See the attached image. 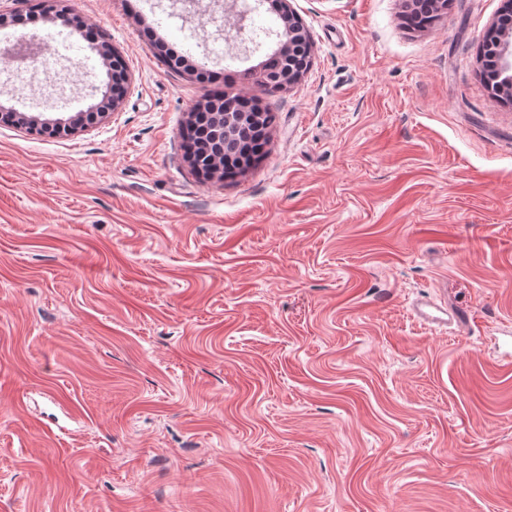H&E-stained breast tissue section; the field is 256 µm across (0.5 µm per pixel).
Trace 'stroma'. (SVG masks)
Instances as JSON below:
<instances>
[{
	"label": "stroma",
	"instance_id": "obj_1",
	"mask_svg": "<svg viewBox=\"0 0 512 512\" xmlns=\"http://www.w3.org/2000/svg\"><path fill=\"white\" fill-rule=\"evenodd\" d=\"M43 0L66 47L50 137L0 122V512H512V101L481 75L501 0H290L312 44L262 95L263 54L173 0ZM238 72L264 158L197 174L182 147ZM462 310L470 322H448ZM111 67V68H110ZM109 68L112 69V87L106 86L99 102L83 112H20L15 108L6 107L0 102V120L5 118L15 123L18 127L28 129L33 132H43L44 134L61 135L67 132L76 133L83 131L96 123L99 119L105 117L110 111L114 110L119 104L120 98L112 96V91L121 93L125 81L126 65L120 55L109 61Z\"/></svg>",
	"mask_w": 512,
	"mask_h": 512
}]
</instances>
